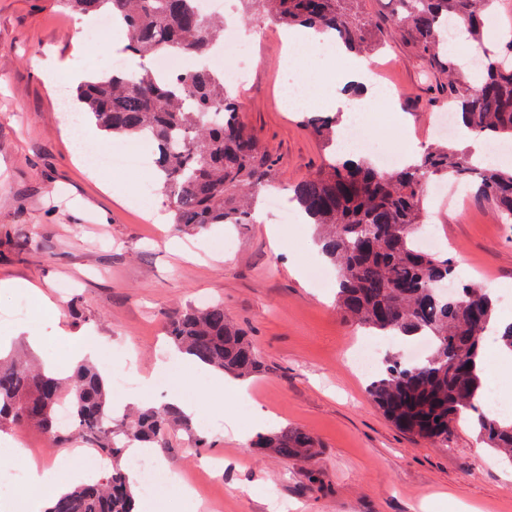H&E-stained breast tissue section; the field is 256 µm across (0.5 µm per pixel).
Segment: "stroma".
Segmentation results:
<instances>
[{
    "label": "stroma",
    "mask_w": 512,
    "mask_h": 512,
    "mask_svg": "<svg viewBox=\"0 0 512 512\" xmlns=\"http://www.w3.org/2000/svg\"><path fill=\"white\" fill-rule=\"evenodd\" d=\"M357 9L373 20L380 43L365 57L395 89L392 108L367 123L372 153L439 141L434 116L447 106L431 100L440 80L397 23L394 0H359ZM234 21L263 31L244 59L249 78L235 91L241 117L274 154L277 183L297 182L319 168L324 149L283 104L288 66L279 32L268 22ZM77 29L56 0H0V282H30L60 309L54 319L32 311L0 324V354L46 364L69 337L90 335L111 352L113 368L131 352L148 376L162 359L169 317L204 297L219 301L263 362L247 389L260 392L276 429H302L317 446L312 457L288 461L251 448L241 439L251 421L237 399L185 361L181 374L194 383L184 393L198 419L216 428L198 450L187 448L188 431H172L155 456L169 479L149 512H272L270 489L288 512H512V462L484 447L471 425L435 444L398 429L370 397L367 379L346 361L363 334L334 308L336 275L323 266L312 225L269 215L181 231L160 194L141 203L154 170L100 171L78 153L61 104L76 87L66 71L90 73L100 59L95 49L76 52ZM430 213L456 268L512 298V225L469 195ZM225 240L231 248L213 250ZM70 303L81 318L69 315ZM23 326L43 337L42 348L19 336ZM207 457L221 466L203 476ZM197 478L200 490L185 498L184 483Z\"/></svg>",
    "instance_id": "1"
}]
</instances>
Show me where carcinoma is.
<instances>
[{
  "mask_svg": "<svg viewBox=\"0 0 512 512\" xmlns=\"http://www.w3.org/2000/svg\"><path fill=\"white\" fill-rule=\"evenodd\" d=\"M82 15L106 13L127 27L124 52L140 60L163 53L202 56L223 39L224 25L205 19L194 0H58ZM246 10L282 28L306 24L339 35L355 52L367 43L370 25L357 0H243ZM400 23L433 68L448 81L442 93L467 133L488 143L512 141V38L497 53H484L481 81L461 90L456 63L448 54L442 20L460 22L466 38L483 46V33L496 0H396ZM83 117L109 136L153 145L159 191L173 224L202 230L211 224H247L255 196L268 186L276 160L240 118L239 105L213 71H182L168 82L153 72L112 78L93 73L75 90ZM304 126L329 154L314 174L293 185V197L317 228L321 253L338 270L336 308L358 327L378 336H425L428 356L417 364L386 356L369 393L401 430L432 441H448L473 422L487 447L512 460V419L485 413L478 367L490 334L512 350V323L497 326V303L475 282H464L444 253L417 247L424 231L426 186L433 177L463 185L495 205L512 224V169L475 161L446 144L427 149L413 166L381 173L364 160L336 159V116L303 115ZM454 283L446 294L442 285ZM170 343L209 367L236 379L259 373L261 361L243 329L224 316V305L186 308L170 319ZM69 404L74 424L58 428L57 407ZM190 420L167 405L146 408L127 426L112 415L109 384L94 364L60 378L23 359L0 360V432L11 425L39 427L62 446L80 439L109 459L135 441L166 447L170 424ZM253 446L282 459L311 455L313 438L299 429L261 434ZM131 472L106 469L95 479L59 496L45 512H133Z\"/></svg>",
  "mask_w": 512,
  "mask_h": 512,
  "instance_id": "1",
  "label": "carcinoma"
}]
</instances>
